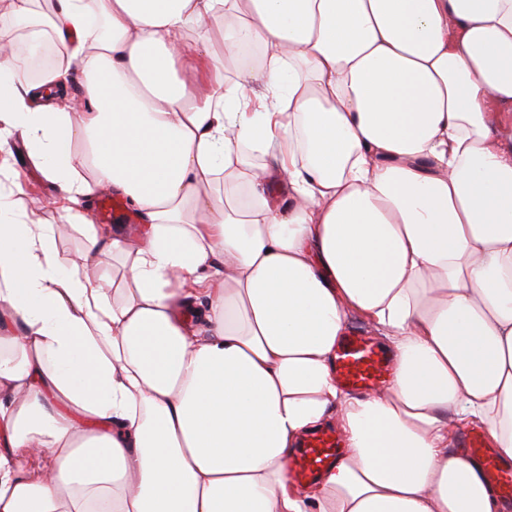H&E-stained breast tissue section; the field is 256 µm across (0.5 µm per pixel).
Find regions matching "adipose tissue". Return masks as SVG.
I'll use <instances>...</instances> for the list:
<instances>
[{"label":"adipose tissue","mask_w":512,"mask_h":512,"mask_svg":"<svg viewBox=\"0 0 512 512\" xmlns=\"http://www.w3.org/2000/svg\"><path fill=\"white\" fill-rule=\"evenodd\" d=\"M43 1L0 0L60 48L35 83L0 54V134L68 222L0 188V512H505L453 444L476 422L512 458V0ZM102 186L140 223L108 244ZM352 314L381 391L337 383ZM1 160L5 169L1 174ZM19 174L21 192H15L14 199L18 210L26 213H36L45 224H64L66 220L54 199L57 186L50 182L42 169L30 158V148L19 133L5 135L0 145V186L12 185L10 171ZM335 427L324 429L335 430L339 437ZM336 434L319 430L304 440L302 448L289 461V473L294 482L306 484L318 479L337 460L341 448H338Z\"/></svg>","instance_id":"obj_1"}]
</instances>
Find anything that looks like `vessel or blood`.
<instances>
[{"label":"vessel or blood","instance_id":"b4317fda","mask_svg":"<svg viewBox=\"0 0 512 512\" xmlns=\"http://www.w3.org/2000/svg\"><path fill=\"white\" fill-rule=\"evenodd\" d=\"M336 378L340 384L358 394L384 387L392 371V360L360 332L342 336L336 347ZM462 447L466 454L483 463L484 478L502 498L512 499V458L483 445L478 436L465 435ZM338 439L333 431L310 434L299 452L289 462L294 482L306 484L318 479L338 458Z\"/></svg>","mask_w":512,"mask_h":512}]
</instances>
